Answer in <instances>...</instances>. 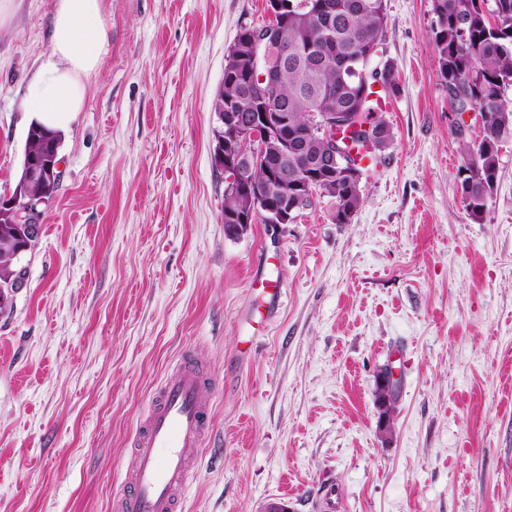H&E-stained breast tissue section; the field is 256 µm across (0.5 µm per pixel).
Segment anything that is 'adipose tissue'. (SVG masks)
<instances>
[{
	"mask_svg": "<svg viewBox=\"0 0 512 512\" xmlns=\"http://www.w3.org/2000/svg\"><path fill=\"white\" fill-rule=\"evenodd\" d=\"M104 0H56L50 53L27 86L25 112L53 130H66L84 108L97 75L106 34Z\"/></svg>",
	"mask_w": 512,
	"mask_h": 512,
	"instance_id": "1",
	"label": "adipose tissue"
}]
</instances>
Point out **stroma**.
<instances>
[{
	"label": "stroma",
	"mask_w": 512,
	"mask_h": 512,
	"mask_svg": "<svg viewBox=\"0 0 512 512\" xmlns=\"http://www.w3.org/2000/svg\"><path fill=\"white\" fill-rule=\"evenodd\" d=\"M55 0L0 25V197ZM107 41L0 314V512H114L161 385L197 360L211 434L179 512H512V141L482 220L433 48L432 0H387L394 138L350 223L330 198L224 233L212 156L229 47L267 0H105ZM278 281L254 319L253 277ZM399 381L379 428L378 375Z\"/></svg>",
	"instance_id": "1"
}]
</instances>
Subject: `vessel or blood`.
I'll return each instance as SVG.
<instances>
[{"instance_id":"1","label":"vessel or blood","mask_w":512,"mask_h":512,"mask_svg":"<svg viewBox=\"0 0 512 512\" xmlns=\"http://www.w3.org/2000/svg\"><path fill=\"white\" fill-rule=\"evenodd\" d=\"M201 387L198 371L183 361L146 414L127 478L131 489L115 500V512H176L192 475L188 457L209 434Z\"/></svg>"}]
</instances>
